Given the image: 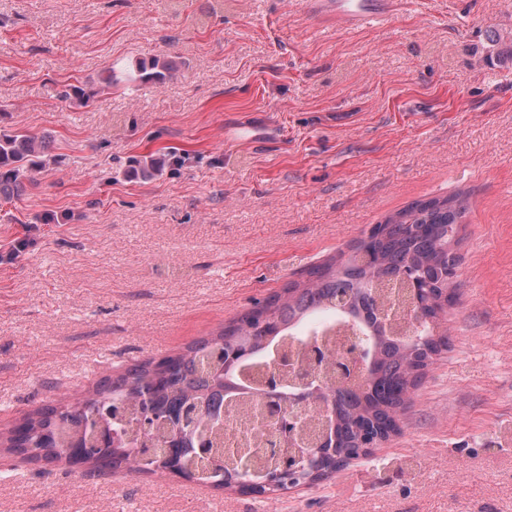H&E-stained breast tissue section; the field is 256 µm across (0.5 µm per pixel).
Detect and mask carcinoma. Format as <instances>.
Segmentation results:
<instances>
[{"mask_svg": "<svg viewBox=\"0 0 512 512\" xmlns=\"http://www.w3.org/2000/svg\"><path fill=\"white\" fill-rule=\"evenodd\" d=\"M171 62L138 58L124 71L128 83L165 82ZM118 84L113 69L96 89L69 85L60 98L87 106ZM49 135L0 128V208L18 199L24 182L54 162ZM173 155L155 154L136 162L134 174L149 180L172 164ZM469 196L418 201L389 216L379 234L359 239L349 256L339 254L313 267L301 281H292L232 320L209 338L182 352L136 363L124 373L106 376L72 402L48 406L27 415L9 431L7 449L35 462H59L65 452L83 463L82 474L106 468L131 473L167 472L178 461L199 455L200 436L221 416L248 417L244 405L259 399L263 389L243 380L240 367H259L275 351L299 342H319L340 325L360 333L358 345L368 366L365 385L336 388L314 383L300 391L286 383L277 388L283 407L298 398L327 410L330 434L337 447L308 449L299 476L283 475L262 489L278 495L290 484L316 485L336 473V455L361 454L366 434L390 438L421 371L430 368L448 342L436 339L422 322L406 340L385 330L380 310L386 288L404 276L415 281L424 315L448 287L440 271L456 267ZM199 479L222 490H241L247 474L234 465L202 471Z\"/></svg>", "mask_w": 512, "mask_h": 512, "instance_id": "cac0c4a2", "label": "carcinoma"}]
</instances>
